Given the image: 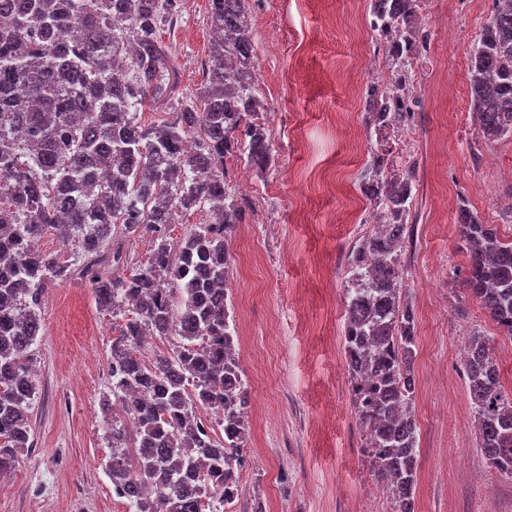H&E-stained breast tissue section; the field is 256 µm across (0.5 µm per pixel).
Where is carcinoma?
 <instances>
[{"label":"carcinoma","mask_w":512,"mask_h":512,"mask_svg":"<svg viewBox=\"0 0 512 512\" xmlns=\"http://www.w3.org/2000/svg\"><path fill=\"white\" fill-rule=\"evenodd\" d=\"M412 0H370L389 26L385 55L427 50L429 33L409 28ZM249 0H210L217 34L200 104L160 122L139 112L160 83L158 30L174 23L179 0H0V475L33 447L32 369L42 331L41 294L74 268L39 250L55 234L78 251L104 311L130 312L112 340V396L126 419L106 418L107 467L130 512H222L238 494L232 462L247 431L249 398L226 302L228 246L236 200L224 185V154L237 151L263 171L273 155L253 126L262 107ZM469 90L476 125L493 142L512 136V0H500L474 38ZM23 126L27 136L10 138ZM373 154L360 175L372 198L395 210L366 236L343 288L344 345L356 421L372 472L392 512H415L419 428L412 409L414 310L401 256L409 239L416 167L387 177ZM219 215L177 245L167 226L193 208ZM468 253L465 286L512 338V243L463 206L457 215ZM153 237L145 264L115 275L119 237ZM181 296L179 309L173 291ZM147 336L177 345L146 363L134 351ZM464 370L488 466L512 479V393L501 384L488 337L470 336ZM223 409L219 435L197 408Z\"/></svg>","instance_id":"cac0c4a2"}]
</instances>
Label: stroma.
I'll return each mask as SVG.
<instances>
[{"label":"stroma","instance_id":"stroma-1","mask_svg":"<svg viewBox=\"0 0 512 512\" xmlns=\"http://www.w3.org/2000/svg\"><path fill=\"white\" fill-rule=\"evenodd\" d=\"M160 31L164 92L143 122L176 111L203 85L210 0H181ZM255 46L267 79L276 165L266 172L259 224L232 233L227 288L243 327L240 364L250 408L276 413L251 428L243 480L228 512H391L368 462L352 404L343 345L347 255L368 233L359 174L368 160L357 100L376 46L368 0H250ZM427 52L414 66L421 108L387 133L393 155L416 164L413 244L404 254L415 313L413 409L420 434L416 512H512V480L477 446L459 349L488 336L512 390V338L500 333L464 285L468 265L457 224L467 203L512 242V137L487 144L470 120L468 67L493 0H424ZM34 350L39 392L33 449L0 480V512H127L112 493L110 445L100 402L111 395L112 340L125 320L99 309L78 277L41 296Z\"/></svg>","mask_w":512,"mask_h":512}]
</instances>
